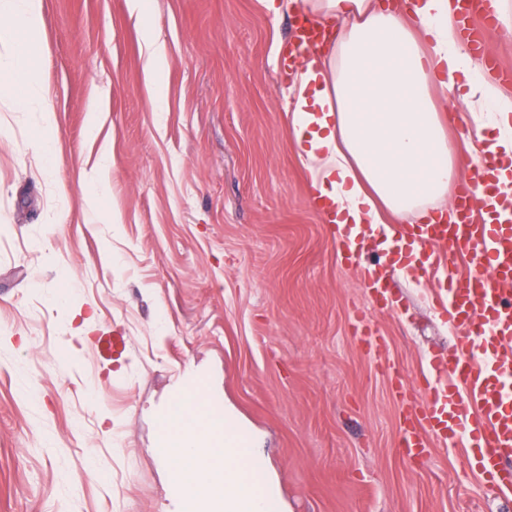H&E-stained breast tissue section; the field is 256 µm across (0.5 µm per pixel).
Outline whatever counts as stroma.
Wrapping results in <instances>:
<instances>
[{"mask_svg": "<svg viewBox=\"0 0 512 512\" xmlns=\"http://www.w3.org/2000/svg\"><path fill=\"white\" fill-rule=\"evenodd\" d=\"M261 0H153L167 60L147 69L126 0H46L50 171L34 114H0V512H170L158 417L197 371L266 465L283 512H512L462 448L396 449L409 379L447 349L439 289L373 239L392 306L381 359L352 318L357 267L307 195L288 130L289 22ZM166 109L153 111L156 91ZM97 112V126L88 123ZM109 149L89 224L86 174Z\"/></svg>", "mask_w": 512, "mask_h": 512, "instance_id": "1", "label": "stroma"}]
</instances>
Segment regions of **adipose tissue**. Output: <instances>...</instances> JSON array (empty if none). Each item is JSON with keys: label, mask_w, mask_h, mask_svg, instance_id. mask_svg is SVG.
<instances>
[{"label": "adipose tissue", "mask_w": 512, "mask_h": 512, "mask_svg": "<svg viewBox=\"0 0 512 512\" xmlns=\"http://www.w3.org/2000/svg\"><path fill=\"white\" fill-rule=\"evenodd\" d=\"M142 21L148 68L167 65L149 21L152 0H126ZM45 0H0V110L36 109L44 130L54 113L37 65ZM322 21H341L332 39L299 63L288 124L314 190L335 203L339 224L412 223L452 217L448 189L462 164L441 114L456 94L477 127L494 131L491 150L512 171V96L487 79L461 46L454 0H305Z\"/></svg>", "instance_id": "ef3b65f1"}]
</instances>
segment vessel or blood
<instances>
[{
  "instance_id": "obj_1",
  "label": "vessel or blood",
  "mask_w": 512,
  "mask_h": 512,
  "mask_svg": "<svg viewBox=\"0 0 512 512\" xmlns=\"http://www.w3.org/2000/svg\"><path fill=\"white\" fill-rule=\"evenodd\" d=\"M458 23L473 36L495 24L494 0H458ZM322 35L306 15L295 21L289 57ZM468 147L478 156L456 195L454 224H413L406 233L409 265L417 276H437L443 287L435 305L452 331V348L434 355L418 393L402 391L405 406L398 445L409 456L428 460L436 441H459L482 484L512 489V192L496 189L498 170L479 139ZM373 232L361 225L336 239V251L360 265ZM464 257L466 272L455 268ZM360 283L372 307H388L378 267L360 265ZM352 326L361 349L374 357L386 346L365 315Z\"/></svg>"
}]
</instances>
